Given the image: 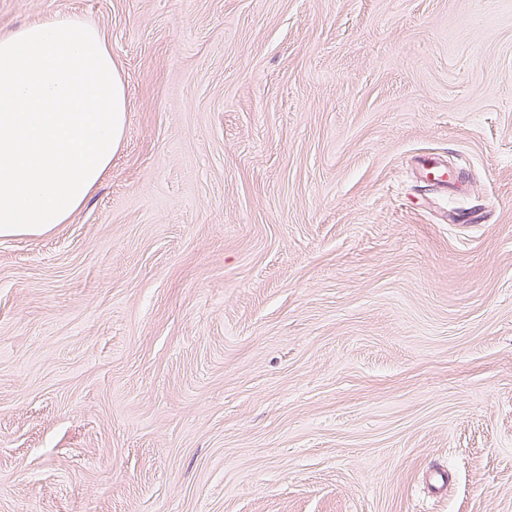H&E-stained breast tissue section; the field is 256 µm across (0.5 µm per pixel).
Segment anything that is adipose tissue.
Returning <instances> with one entry per match:
<instances>
[{"mask_svg":"<svg viewBox=\"0 0 512 512\" xmlns=\"http://www.w3.org/2000/svg\"><path fill=\"white\" fill-rule=\"evenodd\" d=\"M126 120L99 29L54 15L0 33V236L68 223L110 171Z\"/></svg>","mask_w":512,"mask_h":512,"instance_id":"ef3b65f1","label":"adipose tissue"}]
</instances>
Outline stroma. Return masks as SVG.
<instances>
[{
  "label": "stroma",
  "instance_id": "1",
  "mask_svg": "<svg viewBox=\"0 0 512 512\" xmlns=\"http://www.w3.org/2000/svg\"><path fill=\"white\" fill-rule=\"evenodd\" d=\"M57 14L127 126L0 237V512H512V0Z\"/></svg>",
  "mask_w": 512,
  "mask_h": 512
}]
</instances>
